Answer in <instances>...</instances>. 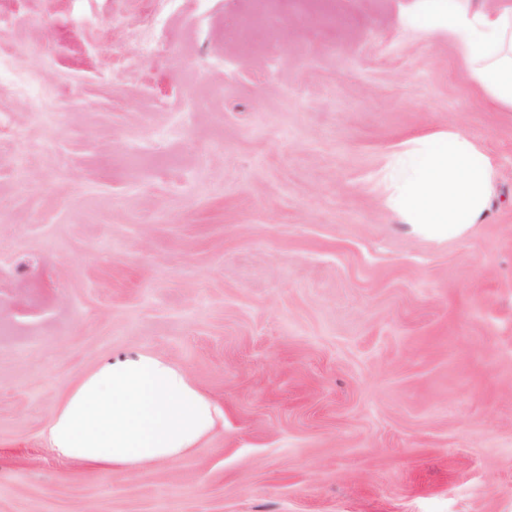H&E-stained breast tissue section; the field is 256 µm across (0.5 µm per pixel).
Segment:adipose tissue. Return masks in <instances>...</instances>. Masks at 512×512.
Wrapping results in <instances>:
<instances>
[{
    "label": "adipose tissue",
    "instance_id": "adipose-tissue-1",
    "mask_svg": "<svg viewBox=\"0 0 512 512\" xmlns=\"http://www.w3.org/2000/svg\"><path fill=\"white\" fill-rule=\"evenodd\" d=\"M420 24L443 28L471 83L512 112V6L472 11L427 0ZM388 202L407 224L460 236L482 223L499 181L492 157L460 127L416 139L386 168ZM220 407L169 359L150 351L113 357L73 383L51 412L44 439L67 462L103 474L149 470L212 433Z\"/></svg>",
    "mask_w": 512,
    "mask_h": 512
}]
</instances>
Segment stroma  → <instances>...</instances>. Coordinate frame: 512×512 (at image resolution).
Listing matches in <instances>:
<instances>
[{
	"label": "stroma",
	"instance_id": "stroma-1",
	"mask_svg": "<svg viewBox=\"0 0 512 512\" xmlns=\"http://www.w3.org/2000/svg\"><path fill=\"white\" fill-rule=\"evenodd\" d=\"M423 0H0V512H512V112ZM461 126L483 223L386 158ZM150 350L224 410L104 475L52 406ZM386 168L388 202L406 224L461 236L482 223L499 181L492 157L456 125L413 141Z\"/></svg>",
	"mask_w": 512,
	"mask_h": 512
}]
</instances>
